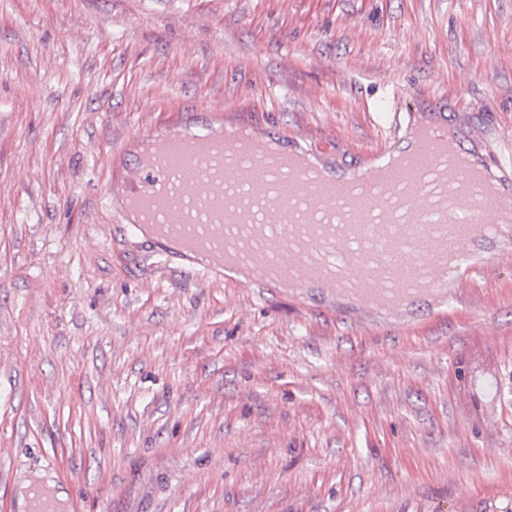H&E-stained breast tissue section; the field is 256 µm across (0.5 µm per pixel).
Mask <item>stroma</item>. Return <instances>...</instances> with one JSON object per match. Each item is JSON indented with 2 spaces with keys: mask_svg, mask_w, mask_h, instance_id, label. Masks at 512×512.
<instances>
[{
  "mask_svg": "<svg viewBox=\"0 0 512 512\" xmlns=\"http://www.w3.org/2000/svg\"><path fill=\"white\" fill-rule=\"evenodd\" d=\"M412 110L512 160V0H0V512L40 471L83 512H512V243L405 321L204 279L103 205L165 111L343 170Z\"/></svg>",
  "mask_w": 512,
  "mask_h": 512,
  "instance_id": "obj_1",
  "label": "stroma"
}]
</instances>
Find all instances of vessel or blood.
Masks as SVG:
<instances>
[{
	"instance_id": "b4317fda",
	"label": "vessel or blood",
	"mask_w": 512,
	"mask_h": 512,
	"mask_svg": "<svg viewBox=\"0 0 512 512\" xmlns=\"http://www.w3.org/2000/svg\"><path fill=\"white\" fill-rule=\"evenodd\" d=\"M407 130L412 147L432 152L430 170L405 190L384 184L382 164L397 153L390 146L351 167L341 177L353 194H364L371 202L370 213L361 220L350 197L330 200L321 194L320 183L339 176L330 163L307 172L302 161L311 152L302 144L288 149L276 135L264 138L271 149V179L288 175L298 188L288 207H275L269 203L270 188L238 183L235 165L252 160L239 141L225 136L223 126L196 125L182 115L131 137L129 146L139 164L125 180L113 183L104 200L120 195L138 203L140 222L134 232H150L159 244L172 246V258L193 263L210 278L236 283L231 265L251 264L257 268L256 283L266 287L289 280L302 295L315 286L361 308L407 315L418 299L440 295L448 301L456 294L447 271L418 251L417 235L430 239L434 254L455 251L472 274L491 263L490 252L502 243V227L512 219V168L492 169L431 113L412 117ZM175 131L181 132V142L173 141ZM177 147L190 156V163L164 167L163 159ZM485 189L497 192L500 211L482 210L480 193ZM174 207L182 209V223H167ZM467 214L473 223L449 234V223ZM395 242L418 270L413 282L388 273Z\"/></svg>"
}]
</instances>
